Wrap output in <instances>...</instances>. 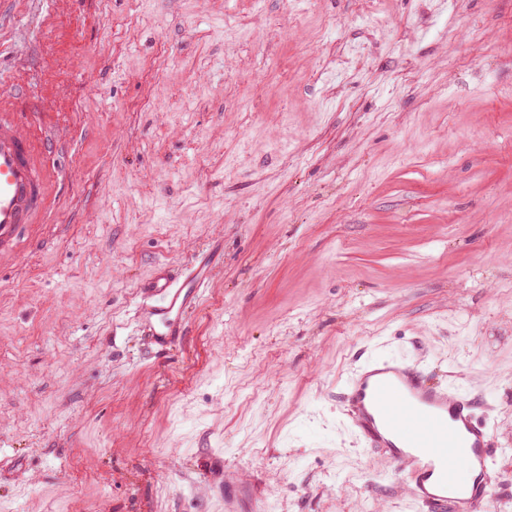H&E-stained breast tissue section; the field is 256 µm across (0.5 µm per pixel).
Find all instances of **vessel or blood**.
I'll return each instance as SVG.
<instances>
[{"label":"vessel or blood","instance_id":"1","mask_svg":"<svg viewBox=\"0 0 512 512\" xmlns=\"http://www.w3.org/2000/svg\"><path fill=\"white\" fill-rule=\"evenodd\" d=\"M38 142L19 112L0 113V241L19 234L45 204ZM211 251L198 252L180 271L159 266L142 283L139 321L161 351L175 347L184 316L211 276ZM344 401L365 447L405 467L411 497L428 512H489L497 475L489 427L466 392L432 384L416 365L369 357L348 379Z\"/></svg>","mask_w":512,"mask_h":512}]
</instances>
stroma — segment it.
I'll return each instance as SVG.
<instances>
[{"label":"stroma","instance_id":"stroma-1","mask_svg":"<svg viewBox=\"0 0 512 512\" xmlns=\"http://www.w3.org/2000/svg\"><path fill=\"white\" fill-rule=\"evenodd\" d=\"M0 110L50 176L0 247V512H426L339 400L364 352L480 400L512 512V0H0ZM205 248L157 353L140 285Z\"/></svg>","mask_w":512,"mask_h":512}]
</instances>
